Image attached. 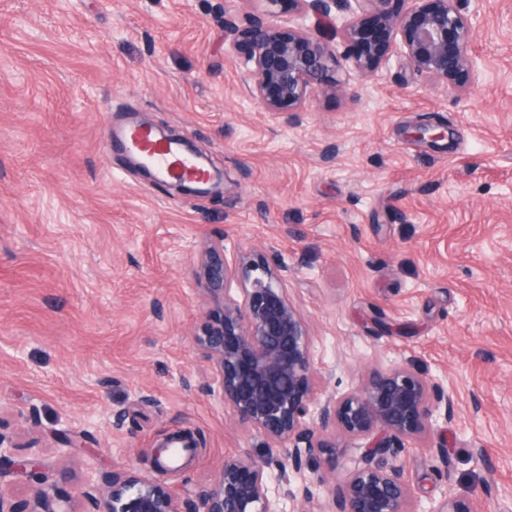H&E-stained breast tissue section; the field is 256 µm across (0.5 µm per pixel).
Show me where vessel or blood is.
<instances>
[{"label": "vessel or blood", "mask_w": 512, "mask_h": 512, "mask_svg": "<svg viewBox=\"0 0 512 512\" xmlns=\"http://www.w3.org/2000/svg\"><path fill=\"white\" fill-rule=\"evenodd\" d=\"M124 147L134 149L143 159L149 162L160 178L174 176L198 178L196 163L182 154L173 144H161L155 141L152 134L144 129L128 128L119 136Z\"/></svg>", "instance_id": "1"}]
</instances>
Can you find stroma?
<instances>
[{
	"label": "stroma",
	"mask_w": 512,
	"mask_h": 512,
	"mask_svg": "<svg viewBox=\"0 0 512 512\" xmlns=\"http://www.w3.org/2000/svg\"><path fill=\"white\" fill-rule=\"evenodd\" d=\"M221 2L0 0V432L75 512L88 466L154 477L151 448L181 429L201 440L161 476L181 495L239 451L266 461L195 342L215 308L200 252L220 240L283 267L324 396L395 362L452 394L402 457L416 512L483 484L477 512H512V0H481L477 82L449 91L394 57L275 114L235 67ZM135 117L197 146L219 193L142 177L106 136ZM423 123L447 138L413 139ZM69 431L83 446L63 457ZM305 482L325 512L326 455L272 494Z\"/></svg>",
	"instance_id": "35a3bbf8"
}]
</instances>
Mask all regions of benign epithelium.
Instances as JSON below:
<instances>
[{
    "label": "benign epithelium",
    "mask_w": 512,
    "mask_h": 512,
    "mask_svg": "<svg viewBox=\"0 0 512 512\" xmlns=\"http://www.w3.org/2000/svg\"><path fill=\"white\" fill-rule=\"evenodd\" d=\"M263 13L241 23L224 10V40L244 47L237 58L249 90L266 112H300L316 91L336 87L342 62L363 74L378 72L392 57H403L417 73L455 91L479 75L469 45L476 15L462 0H288L295 23L276 25L268 18L283 0H260ZM347 44L338 54L336 38ZM447 131L419 124L414 137L436 142ZM280 265L264 255H242L235 265L224 258V245H211L199 276L220 309L208 314L195 342L210 366L223 406L238 422L268 439L269 448L293 442L286 456L271 453L262 464L243 451L224 458L218 479L184 499L158 479L130 466L106 476L91 469L83 496L93 512H311V486L302 484L283 509L270 495L271 478L287 467L300 472L302 461L331 450L333 467L347 477L336 483L328 512H414L412 491L398 457L404 440L434 430L440 405L450 414L452 400L434 379L411 364L399 362L362 377L359 387L325 398L320 392L306 320L288 300ZM243 298L228 295L233 280ZM366 438L356 457L339 450L336 437ZM181 443L196 447L191 433L167 436L154 449L159 468L167 449ZM48 480L38 458L15 453L11 438L0 433V481L6 477ZM28 512H74L56 502L45 488L36 491ZM430 512H475L469 500L445 496Z\"/></svg>",
    "instance_id": "1"
}]
</instances>
